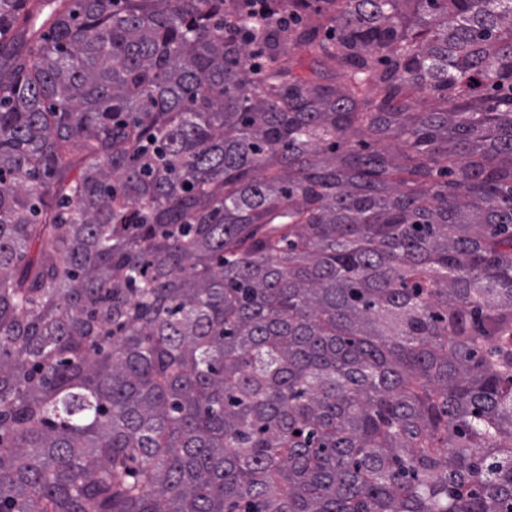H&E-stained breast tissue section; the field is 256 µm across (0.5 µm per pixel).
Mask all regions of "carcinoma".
<instances>
[{
	"label": "carcinoma",
	"instance_id": "obj_1",
	"mask_svg": "<svg viewBox=\"0 0 512 512\" xmlns=\"http://www.w3.org/2000/svg\"><path fill=\"white\" fill-rule=\"evenodd\" d=\"M266 3L0 0V512H512V0Z\"/></svg>",
	"mask_w": 512,
	"mask_h": 512
}]
</instances>
